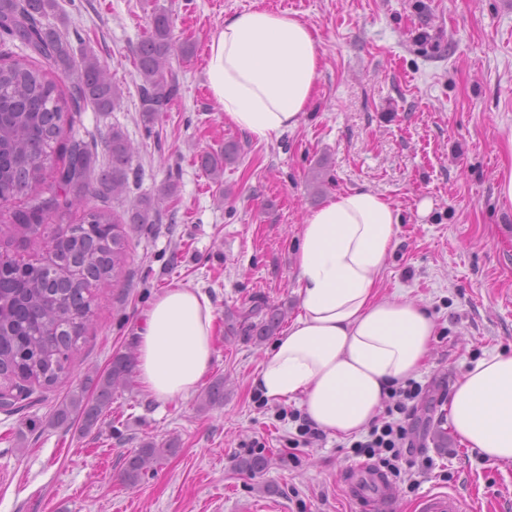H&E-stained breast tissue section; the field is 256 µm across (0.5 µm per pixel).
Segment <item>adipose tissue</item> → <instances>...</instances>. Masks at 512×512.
Listing matches in <instances>:
<instances>
[{"mask_svg": "<svg viewBox=\"0 0 512 512\" xmlns=\"http://www.w3.org/2000/svg\"><path fill=\"white\" fill-rule=\"evenodd\" d=\"M322 69L314 28L288 11L256 8L225 18L208 42L206 84L232 126L266 141L299 127ZM399 210L350 189L310 211L296 268L300 313L253 380L268 399L299 401L318 429L362 433L392 388L417 377L437 331L432 315L397 291L380 293ZM216 308L201 288L157 293L137 330L138 382L167 402L197 389L215 355ZM450 424L492 462L512 461V355L467 368L448 402Z\"/></svg>", "mask_w": 512, "mask_h": 512, "instance_id": "obj_1", "label": "adipose tissue"}]
</instances>
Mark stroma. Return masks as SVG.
<instances>
[{
    "label": "stroma",
    "mask_w": 512,
    "mask_h": 512,
    "mask_svg": "<svg viewBox=\"0 0 512 512\" xmlns=\"http://www.w3.org/2000/svg\"><path fill=\"white\" fill-rule=\"evenodd\" d=\"M45 22L74 56L105 62L123 90L111 112L87 108L63 121L62 142L88 140L100 163L106 139L129 140V188L114 211L160 197L155 223L125 224L128 259L118 285L96 293L94 312L63 383L30 384L0 410V512H358L350 496L361 460L347 439L325 436L287 459L299 402L271 401L252 380L273 337L230 332L242 311L275 306L298 314L294 263L311 210L351 188L370 189L401 212L381 289L409 293L434 316L437 338L417 377L419 441L430 471L392 481L397 512H420L428 493H452L460 512H512V461L466 447L448 423L441 384L492 353L512 354V211L496 193L501 129L512 127V0H56ZM251 8L298 13L318 35L322 72L300 126L267 142L226 124L205 84L207 44L226 17ZM166 12L173 48L167 78L179 85L168 111L146 122L134 50ZM191 56H183L184 45ZM240 145L218 178L199 156ZM178 186L162 199L165 183ZM0 207V251L37 262L50 238L23 237ZM208 292L218 315L206 384L224 381V402L204 387L166 404L136 376L115 389L110 412L88 432L56 409L114 355H134L143 310L161 289ZM171 442L176 454L124 482L129 452ZM268 465L238 467L253 442Z\"/></svg>",
    "instance_id": "obj_1"
}]
</instances>
